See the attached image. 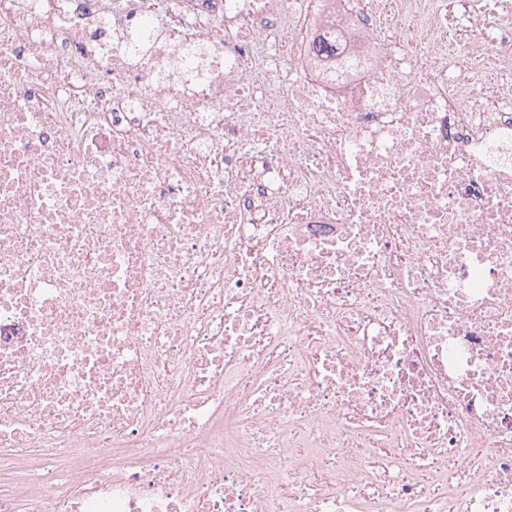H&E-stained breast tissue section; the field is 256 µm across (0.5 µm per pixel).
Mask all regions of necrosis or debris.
<instances>
[{
	"label": "necrosis or debris",
	"instance_id": "1",
	"mask_svg": "<svg viewBox=\"0 0 512 512\" xmlns=\"http://www.w3.org/2000/svg\"><path fill=\"white\" fill-rule=\"evenodd\" d=\"M0 460V512H512V0H8Z\"/></svg>",
	"mask_w": 512,
	"mask_h": 512
}]
</instances>
